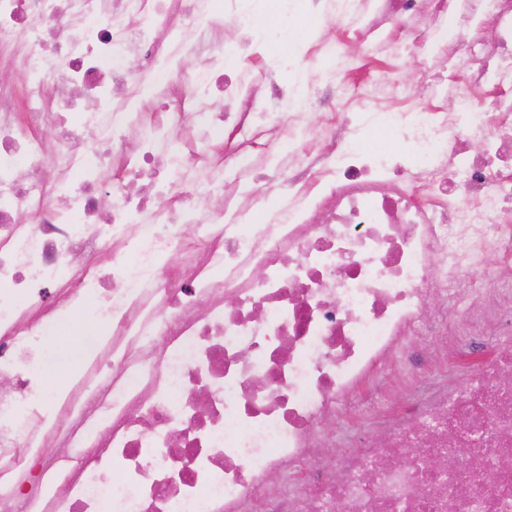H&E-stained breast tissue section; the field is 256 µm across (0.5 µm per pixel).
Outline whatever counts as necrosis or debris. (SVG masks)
Returning a JSON list of instances; mask_svg holds the SVG:
<instances>
[{"mask_svg":"<svg viewBox=\"0 0 512 512\" xmlns=\"http://www.w3.org/2000/svg\"><path fill=\"white\" fill-rule=\"evenodd\" d=\"M215 2L0 0V70L24 69L0 82V512H512V0H296L343 38L284 67L321 54L307 91L343 84L363 115L318 127L273 70L225 76L246 14ZM488 15L490 41H449ZM406 48L460 64L432 107L361 67ZM248 112L314 153L232 156L231 184L188 159L226 126L252 140ZM381 127L403 151L364 150ZM259 166L288 190L240 192ZM89 296L107 336L87 373L111 370L92 400L43 372ZM488 334L507 342L462 368ZM418 346L453 374L419 398ZM382 377L401 384L360 399ZM349 413L375 428L336 445Z\"/></svg>","mask_w":512,"mask_h":512,"instance_id":"4bbe7bcc","label":"necrosis or debris"}]
</instances>
